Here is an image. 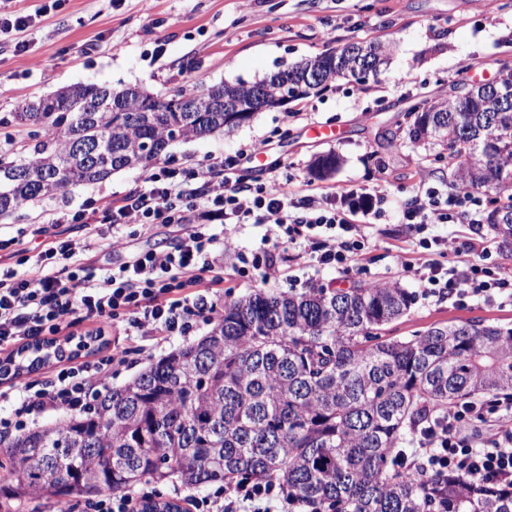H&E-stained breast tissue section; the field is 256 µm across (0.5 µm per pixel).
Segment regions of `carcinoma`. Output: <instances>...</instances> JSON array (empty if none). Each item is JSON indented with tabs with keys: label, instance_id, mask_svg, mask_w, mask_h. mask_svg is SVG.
I'll return each mask as SVG.
<instances>
[{
	"label": "carcinoma",
	"instance_id": "1",
	"mask_svg": "<svg viewBox=\"0 0 512 512\" xmlns=\"http://www.w3.org/2000/svg\"><path fill=\"white\" fill-rule=\"evenodd\" d=\"M386 48L350 43L279 71L329 86L376 74ZM255 84L176 89L172 109L138 86L73 85L23 105L3 124L34 125L28 157L0 155V219L63 189L146 171L179 140L235 128L224 103ZM413 141L450 151L451 185L492 196L486 224L512 260V68L489 86L412 108ZM98 143L96 158L76 149ZM339 157H317L325 178ZM415 295L399 283L297 292L227 294L223 313L183 346L119 388L105 387L89 409L40 429L0 438L10 494L47 492L66 501L178 479L188 488L241 475L272 482L310 512H512V490L477 486L445 470L406 473L394 453L432 410L482 399L512 400V328L466 320L410 337L390 335ZM141 512H183L142 500Z\"/></svg>",
	"mask_w": 512,
	"mask_h": 512
}]
</instances>
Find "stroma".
<instances>
[{
    "label": "stroma",
    "mask_w": 512,
    "mask_h": 512,
    "mask_svg": "<svg viewBox=\"0 0 512 512\" xmlns=\"http://www.w3.org/2000/svg\"><path fill=\"white\" fill-rule=\"evenodd\" d=\"M42 3L0 0V10L34 17L22 35L0 37V85L7 88L0 95V117L74 84L166 92L253 83L349 43L384 45L390 63L378 75L336 81L288 108L259 112L237 129L170 148L163 166L181 169L235 155L240 146L257 142L261 155L240 156L241 169L251 177H260L267 162L280 165L294 185L307 184L318 192L336 194L349 187L382 192L371 219L370 244L356 270L347 274L297 259V247L267 237L266 226H238L231 238L250 257L249 274L242 278L225 267L215 306L223 308L225 291L239 295L268 285L265 261L273 254L284 273L269 285L280 291L399 281L417 294L409 315L397 325L401 336L473 318L512 327V303L426 298L399 265L400 255L412 250L417 239L399 214L420 195L421 173L444 189L450 171L442 146L410 143L407 114L416 104L449 97L458 83L488 82L498 77L502 65L512 66V6L504 0L492 6L485 0H64L61 8L48 11ZM19 39L29 45L22 54L13 50ZM316 125L337 128L341 139L319 141L312 134ZM327 152L338 154L341 166L326 180L314 179L310 165ZM144 179L141 170H122L104 182L70 187L23 206L0 220V265L27 273L22 257L44 250L56 238L87 234V226L58 223L62 210L100 197L120 204L127 193L144 188ZM35 224L42 227L41 235H32ZM173 239L162 224L148 236L134 232L126 249L117 253L103 247L87 265L104 276L136 252L167 248ZM209 329V322L197 321L189 335L170 337L149 355H132L131 365L113 375V386L125 385Z\"/></svg>",
    "instance_id": "35a3bbf8"
}]
</instances>
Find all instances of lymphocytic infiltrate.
Masks as SVG:
<instances>
[{
  "mask_svg": "<svg viewBox=\"0 0 512 512\" xmlns=\"http://www.w3.org/2000/svg\"><path fill=\"white\" fill-rule=\"evenodd\" d=\"M145 182V189L127 194L121 205L104 202L90 210L62 213L58 221L86 224L94 219L110 225L115 249L123 245L126 225H138L146 233L156 224H174L181 229L175 246L142 252L99 278L86 267L69 271L62 266L65 260L91 253L97 237H65L30 256L27 275L0 269V350L46 339L83 322L121 328L129 343L149 339L160 345L169 337L189 334L198 319H209L214 311L209 285L217 260L218 237L211 227L215 220L267 225L281 243L299 246L309 262L353 271L368 245L367 219L380 200L379 195L354 189L337 196L306 193L274 167L265 179L250 183L239 174L237 159L229 156L205 166L152 169ZM481 206L477 192L443 193L429 186L401 211L399 221L422 228L473 224ZM450 253L456 263H441V256ZM488 253L487 239L478 234L450 241L424 237L411 256L402 258L401 267L417 279L424 295L494 301L505 295L512 276L488 262ZM129 353L125 347L95 362L61 366L46 385L19 391L15 429H25L31 417L87 409L99 387L109 383L113 369L126 364ZM500 411L512 414V401H472L434 413L430 425L414 436L412 448L398 451V464L410 471L421 463L430 471L461 474L474 484L512 487V428L479 445L464 433L468 423ZM274 491V484L242 480L204 497H188L187 502L190 512H270L276 500L280 512H296L295 502L276 498Z\"/></svg>",
  "mask_w": 512,
  "mask_h": 512,
  "instance_id": "1",
  "label": "lymphocytic infiltrate"
}]
</instances>
